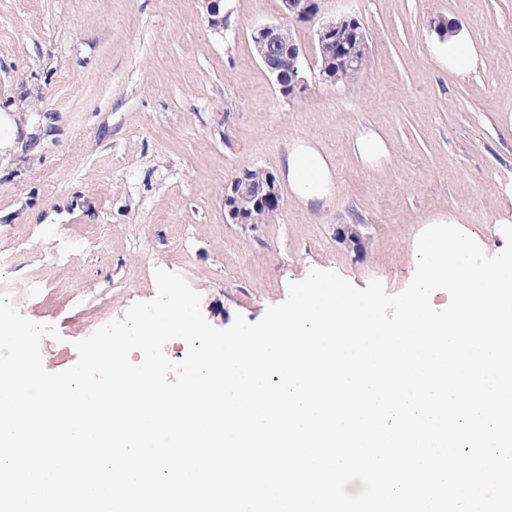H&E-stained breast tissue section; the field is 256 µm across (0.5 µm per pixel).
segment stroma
<instances>
[{
	"label": "stroma",
	"mask_w": 512,
	"mask_h": 512,
	"mask_svg": "<svg viewBox=\"0 0 512 512\" xmlns=\"http://www.w3.org/2000/svg\"><path fill=\"white\" fill-rule=\"evenodd\" d=\"M224 33L198 0H0V293L43 338L45 368L78 359L75 341L157 294L155 269L202 296L214 327L259 321L311 269L358 288L403 291L419 235L454 222L485 254L512 224V0H232ZM348 16L369 50L356 90L321 79L319 23ZM287 22L302 48L304 98L280 95L252 31ZM469 30L478 61L451 75L435 59L439 25ZM377 133L388 154L362 159ZM328 159L327 201L285 205L265 224L224 221V186L246 166L286 177L289 150ZM360 225L366 244L336 228Z\"/></svg>",
	"instance_id": "obj_1"
}]
</instances>
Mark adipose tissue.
Returning a JSON list of instances; mask_svg holds the SVG:
<instances>
[{
	"instance_id": "adipose-tissue-1",
	"label": "adipose tissue",
	"mask_w": 512,
	"mask_h": 512,
	"mask_svg": "<svg viewBox=\"0 0 512 512\" xmlns=\"http://www.w3.org/2000/svg\"><path fill=\"white\" fill-rule=\"evenodd\" d=\"M438 60L448 70L464 75L476 67L477 53L465 28H454L440 37ZM288 183L303 202L325 199L331 185V172L326 158L314 147L295 146L287 159Z\"/></svg>"
}]
</instances>
